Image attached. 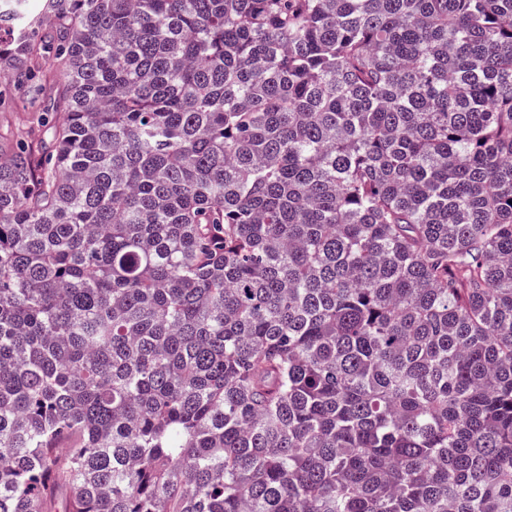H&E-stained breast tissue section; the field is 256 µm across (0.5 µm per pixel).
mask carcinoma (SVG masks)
Masks as SVG:
<instances>
[{
  "label": "carcinoma",
  "instance_id": "cac0c4a2",
  "mask_svg": "<svg viewBox=\"0 0 512 512\" xmlns=\"http://www.w3.org/2000/svg\"><path fill=\"white\" fill-rule=\"evenodd\" d=\"M13 91L0 512H512V0H43Z\"/></svg>",
  "mask_w": 512,
  "mask_h": 512
}]
</instances>
